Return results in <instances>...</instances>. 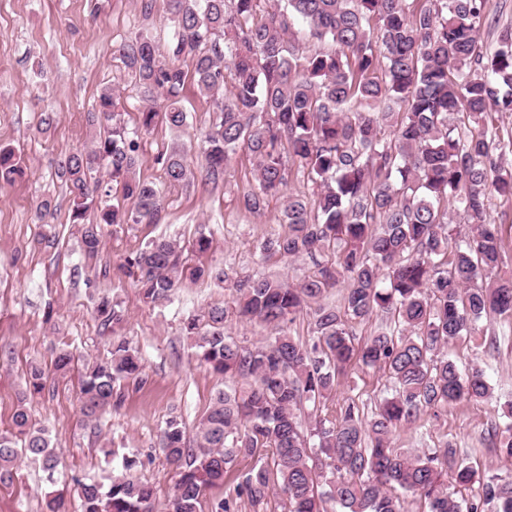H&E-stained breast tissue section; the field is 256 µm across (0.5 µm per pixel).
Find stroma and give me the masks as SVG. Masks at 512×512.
<instances>
[{"label": "stroma", "mask_w": 512, "mask_h": 512, "mask_svg": "<svg viewBox=\"0 0 512 512\" xmlns=\"http://www.w3.org/2000/svg\"><path fill=\"white\" fill-rule=\"evenodd\" d=\"M142 18L135 0H0V144L24 159L25 176L0 190V433L10 430L11 417L30 366L51 369L52 351L71 345L82 359L107 356L111 331L94 317L99 292L117 298L126 315L121 330L144 360L146 382L127 391L121 408L98 426L82 422L78 412V379L51 384L31 400L33 416L49 429L61 454L56 484H49L40 464L21 459L11 482L0 483V512H46L48 496L63 493L68 512H81L74 478L100 477L121 469L124 458L137 460L134 470L166 500L179 479L167 463L160 435L167 420L177 419L187 435L208 410L221 375L200 367L191 342L182 334L183 319L207 305H230L224 285L184 282L166 305L145 304L132 276L120 265L131 252L156 238L186 241L198 232L211 236L196 263L212 264L242 275L261 273L297 284L312 275L310 259L282 260L260 253L265 237L281 233L282 202L269 200L263 215L246 212L237 185L251 177L252 164L238 153L227 168L225 190L210 192L201 180L163 189L165 210L158 224H123L104 230L97 267L82 258L68 220L69 197L56 175L60 158L89 142L87 112L103 87H114L127 128H135L144 102L139 88L125 75L112 47L136 32ZM184 106L189 124L181 130L156 127L143 135L141 178L160 182L158 152L187 148L191 167L199 158L192 145L209 123L213 103L187 88ZM55 118L41 129L43 114ZM49 203V223L37 221L42 203ZM458 365H477L490 377L492 397L465 400L422 417L434 439L460 446L480 469L495 470L502 462L483 442L498 404L512 399V335L496 347L481 337L464 336L447 348ZM388 381L378 371L357 370L343 379L337 400L357 397L375 401ZM111 455H104V448Z\"/></svg>", "instance_id": "1"}]
</instances>
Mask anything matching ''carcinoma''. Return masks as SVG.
<instances>
[{
  "label": "carcinoma",
  "mask_w": 512,
  "mask_h": 512,
  "mask_svg": "<svg viewBox=\"0 0 512 512\" xmlns=\"http://www.w3.org/2000/svg\"><path fill=\"white\" fill-rule=\"evenodd\" d=\"M170 31L159 46L149 26L113 47L140 87L147 106L138 127L118 117V98L101 89L87 123L91 146L66 154L58 175L69 194V223L84 259L97 262L104 227L158 224L162 191L137 176L141 134L159 123L181 128L187 85L213 102L200 140L201 173L217 190L238 151L253 160L251 181L238 188L244 209L260 214L284 198L286 230L264 238L260 251L325 263L298 286L260 274L188 263L185 247L158 238L125 258L143 299L163 305L179 286L223 283L239 317L269 330L254 347L224 333L229 312L209 306L188 315L182 333L200 365L231 385L218 390L200 419L195 445L171 419L161 435L169 464L183 468L163 512H199L207 489L241 458L260 450L271 462L253 466L235 496L255 509L273 494L285 512H406L402 496L417 494L428 512H512V470L481 471L445 441L416 454L391 447L392 436L422 415L491 396L485 371L465 372L444 354L490 315L512 320V274L492 277L505 248L503 225L492 222V200L512 202V136L500 137L494 117L512 112V26L495 42L481 41L489 0H166ZM164 180L193 177L184 151L158 153ZM21 156L0 148V186L22 174ZM106 172L111 186L100 179ZM307 192H289L292 176ZM472 226L455 232L450 212ZM343 286L338 310L320 304ZM314 306L308 340L289 332ZM104 329L125 321L108 292L98 297ZM375 314L385 327L365 341L351 323ZM110 357L84 368L80 413L98 421L121 405L125 387L143 383L144 363L129 342L112 339ZM77 363L58 346L52 361L64 375ZM384 372L391 394L365 412L348 398L337 415L305 424L306 404H326L351 369ZM49 376L37 365L25 375V395L0 433V482L12 479L25 456L55 482L59 454L28 398L42 394ZM504 423L487 428L485 443L512 460V401ZM123 472L108 482L74 479L82 512H157L154 487Z\"/></svg>",
  "instance_id": "1"
}]
</instances>
